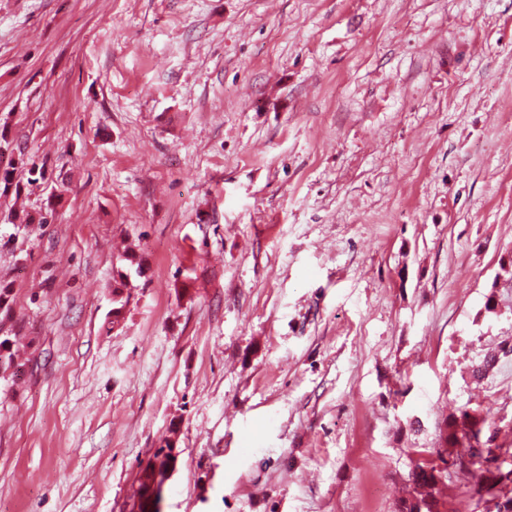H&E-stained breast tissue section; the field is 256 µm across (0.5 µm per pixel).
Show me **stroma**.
Instances as JSON below:
<instances>
[{
    "label": "stroma",
    "instance_id": "1",
    "mask_svg": "<svg viewBox=\"0 0 512 512\" xmlns=\"http://www.w3.org/2000/svg\"><path fill=\"white\" fill-rule=\"evenodd\" d=\"M0 134V512L174 428L161 512H396L463 407L512 470V0H0ZM9 294V288H0V378L4 380L9 376L10 370L16 367V336H10L12 329L8 325L13 319Z\"/></svg>",
    "mask_w": 512,
    "mask_h": 512
}]
</instances>
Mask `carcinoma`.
<instances>
[{
  "label": "carcinoma",
  "mask_w": 512,
  "mask_h": 512,
  "mask_svg": "<svg viewBox=\"0 0 512 512\" xmlns=\"http://www.w3.org/2000/svg\"><path fill=\"white\" fill-rule=\"evenodd\" d=\"M118 279L114 280L112 287L113 312H120L129 295L125 290L132 288L128 274L117 272ZM13 319L10 304V291L7 287L0 288V378L9 376L11 369L15 368L16 358L14 345L16 337L11 335L10 322ZM492 425V411L489 408H464L459 415L452 417L446 424V447L466 448L469 451V465L466 466L468 474L479 489L489 485L490 469L487 464L494 461L496 448L489 442L483 441L484 430ZM177 457L172 455V449L160 447L153 454L146 467L141 469L139 488L145 489L156 478H164L168 472L175 469ZM409 481L413 486L412 495L416 502L424 506L423 512H443L445 503L436 496L437 485L422 466H415L409 474Z\"/></svg>",
  "instance_id": "obj_1"
}]
</instances>
